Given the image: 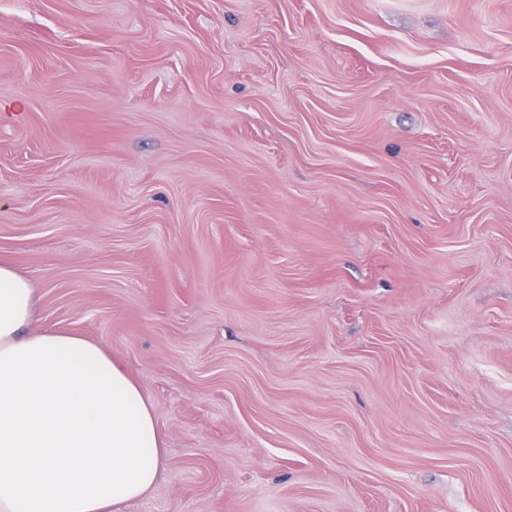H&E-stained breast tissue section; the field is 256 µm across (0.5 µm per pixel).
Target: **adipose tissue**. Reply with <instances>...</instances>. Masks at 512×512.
I'll list each match as a JSON object with an SVG mask.
<instances>
[{"instance_id":"ef3b65f1","label":"adipose tissue","mask_w":512,"mask_h":512,"mask_svg":"<svg viewBox=\"0 0 512 512\" xmlns=\"http://www.w3.org/2000/svg\"><path fill=\"white\" fill-rule=\"evenodd\" d=\"M164 459L137 382L98 343L38 326L31 282L0 263V512H120Z\"/></svg>"}]
</instances>
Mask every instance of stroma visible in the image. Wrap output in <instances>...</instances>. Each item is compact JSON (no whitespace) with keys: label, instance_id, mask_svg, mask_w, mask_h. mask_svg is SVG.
Instances as JSON below:
<instances>
[{"label":"stroma","instance_id":"stroma-1","mask_svg":"<svg viewBox=\"0 0 512 512\" xmlns=\"http://www.w3.org/2000/svg\"><path fill=\"white\" fill-rule=\"evenodd\" d=\"M0 261L154 408L120 512H512V0H0Z\"/></svg>","mask_w":512,"mask_h":512}]
</instances>
